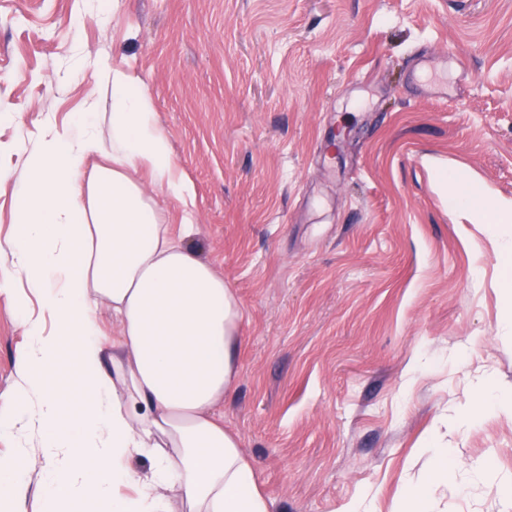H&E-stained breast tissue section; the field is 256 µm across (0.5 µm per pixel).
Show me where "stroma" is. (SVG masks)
Here are the masks:
<instances>
[{"label":"stroma","mask_w":512,"mask_h":512,"mask_svg":"<svg viewBox=\"0 0 512 512\" xmlns=\"http://www.w3.org/2000/svg\"><path fill=\"white\" fill-rule=\"evenodd\" d=\"M105 3L0 0V170L92 99L76 51L141 80L194 205L146 192L243 310L220 409L275 512H394L441 419L431 512H512L504 254L437 179L512 199V0ZM445 55L447 100L419 65ZM22 341L0 294V391Z\"/></svg>","instance_id":"stroma-1"}]
</instances>
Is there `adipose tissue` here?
<instances>
[{
    "instance_id": "1",
    "label": "adipose tissue",
    "mask_w": 512,
    "mask_h": 512,
    "mask_svg": "<svg viewBox=\"0 0 512 512\" xmlns=\"http://www.w3.org/2000/svg\"><path fill=\"white\" fill-rule=\"evenodd\" d=\"M91 77L99 96L80 133L53 130L29 151L14 232L0 240V293L27 336L0 392V434L39 432L48 512L85 500L110 512H272L219 410L237 377L241 306L160 224L136 174L147 169L185 207L193 186L175 172L146 87L104 61ZM438 181L465 219L512 223V200L452 169ZM103 304L118 342L98 323ZM136 456L148 475L130 470ZM129 484L134 495H119Z\"/></svg>"
}]
</instances>
